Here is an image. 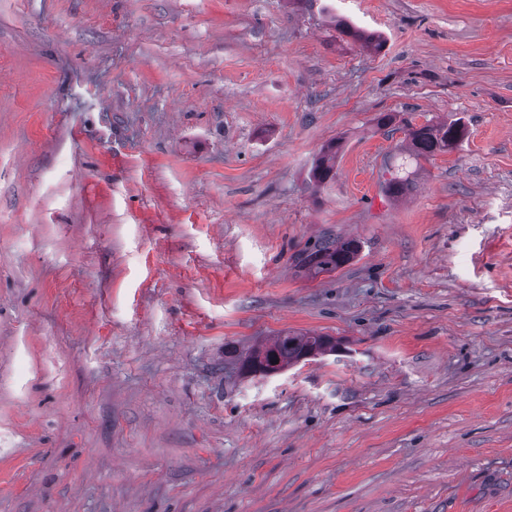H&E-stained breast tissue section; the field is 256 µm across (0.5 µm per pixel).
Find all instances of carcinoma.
<instances>
[{"label": "carcinoma", "instance_id": "cac0c4a2", "mask_svg": "<svg viewBox=\"0 0 512 512\" xmlns=\"http://www.w3.org/2000/svg\"><path fill=\"white\" fill-rule=\"evenodd\" d=\"M464 127L457 122L427 124L418 128H410L409 155L415 158H426L437 152H445L455 147L464 137ZM336 145L327 146L328 157H321L313 166L310 179L323 184L334 176L333 160L336 155L332 151ZM359 243L355 240L332 241L322 239L305 250L303 265L315 272L335 271L351 263L359 253ZM338 343L329 337L307 333H284L272 341L241 352L234 357V363L242 376L265 377L270 373H278L300 360L336 351Z\"/></svg>", "mask_w": 512, "mask_h": 512}]
</instances>
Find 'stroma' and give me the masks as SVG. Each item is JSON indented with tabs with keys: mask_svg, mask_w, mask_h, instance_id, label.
I'll return each mask as SVG.
<instances>
[{
	"mask_svg": "<svg viewBox=\"0 0 512 512\" xmlns=\"http://www.w3.org/2000/svg\"><path fill=\"white\" fill-rule=\"evenodd\" d=\"M0 512H512V0H0ZM464 127L457 122L427 124L410 128L408 138L411 146L409 156L426 158L437 152L449 151L464 137ZM359 243L355 240L332 241L322 239L305 250L302 260L304 267L315 272H331L350 264L359 253ZM337 346L338 343L330 336L289 332L235 355L234 363L241 376L263 378L286 370L304 358L336 352ZM276 359H279L278 364H275Z\"/></svg>",
	"mask_w": 512,
	"mask_h": 512,
	"instance_id": "35a3bbf8",
	"label": "stroma"
}]
</instances>
